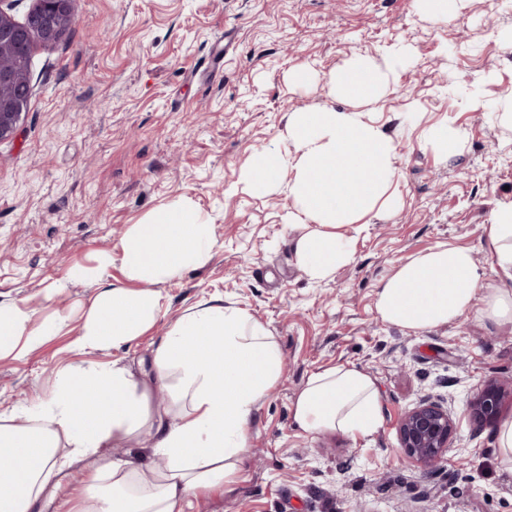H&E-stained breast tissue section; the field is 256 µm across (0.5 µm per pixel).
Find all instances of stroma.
Segmentation results:
<instances>
[{
	"mask_svg": "<svg viewBox=\"0 0 512 512\" xmlns=\"http://www.w3.org/2000/svg\"><path fill=\"white\" fill-rule=\"evenodd\" d=\"M57 43H34L31 96L0 142V301L33 324L62 315L70 333L0 359V412L47 397L73 349L96 284L70 279L158 207L191 202L212 226L203 267L159 283L155 326L92 361L137 377L170 326L212 298L247 310L275 337L280 381L249 423L246 458L224 489L185 512H512V462L496 427L467 404L490 381L512 382V322L468 317L414 334L381 320L379 283L437 244L471 249L486 279L483 226L512 204V0H469L432 20L415 0H74ZM407 51L372 102L332 94L331 72L358 57ZM311 72L300 84L293 71ZM361 112L396 147L387 200L343 227L353 259L312 282L295 262L285 170L276 192L243 189L252 154L280 145L290 113ZM451 127L462 148L426 144ZM356 367L377 387L370 435L295 428L291 406L313 373ZM447 401L457 424L448 461L425 470L399 448L397 423L420 398ZM87 462L52 478L33 512H64Z\"/></svg>",
	"mask_w": 512,
	"mask_h": 512,
	"instance_id": "1",
	"label": "stroma"
}]
</instances>
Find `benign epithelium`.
<instances>
[{
	"mask_svg": "<svg viewBox=\"0 0 512 512\" xmlns=\"http://www.w3.org/2000/svg\"><path fill=\"white\" fill-rule=\"evenodd\" d=\"M73 0H37L28 19L44 29L43 42L58 41L73 25ZM28 27L0 9V56L15 57L6 65L0 60V142L12 138L25 112L30 92V68L24 56L31 52ZM507 390L501 384L487 385L468 405V413L480 422L494 421L502 410ZM456 430L451 410L441 401L423 398L401 417L397 434L402 452L428 469L447 460L448 448Z\"/></svg>",
	"mask_w": 512,
	"mask_h": 512,
	"instance_id": "1",
	"label": "benign epithelium"
}]
</instances>
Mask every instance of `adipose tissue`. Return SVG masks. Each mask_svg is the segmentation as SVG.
<instances>
[{
    "label": "adipose tissue",
    "instance_id": "adipose-tissue-1",
    "mask_svg": "<svg viewBox=\"0 0 512 512\" xmlns=\"http://www.w3.org/2000/svg\"><path fill=\"white\" fill-rule=\"evenodd\" d=\"M396 52L384 61L354 59L330 73V91L371 101L389 84ZM288 151L259 152L239 181L264 194L277 188L284 169L295 172L290 226L300 229L295 259L308 279H328L352 259L337 229L359 221L394 177L392 141L357 111L306 109L291 113ZM496 268L486 280L470 249L440 244L400 263L380 282L381 319L422 333L477 314L512 322V205L484 227ZM210 224L187 202L152 212L131 225L116 253H101L93 268L77 267L75 281L101 286L88 307L74 348L90 354L117 349L150 329L162 311L154 283L181 278L204 266L213 249ZM120 260L126 285L109 280ZM65 318L36 328L21 303L0 302V358L22 357L47 336L61 333ZM283 371L280 348L245 310L212 299L178 319L156 347L149 379L119 366L68 367L46 399L0 414V512H30L51 477L73 463L93 460L71 512H183L198 492L223 488L244 455L247 426ZM373 379L340 365L313 373L291 407L295 426L308 433L341 430L365 436L379 425ZM153 431L160 468L132 459L101 461L99 448L120 446L142 430Z\"/></svg>",
    "mask_w": 512,
    "mask_h": 512
}]
</instances>
